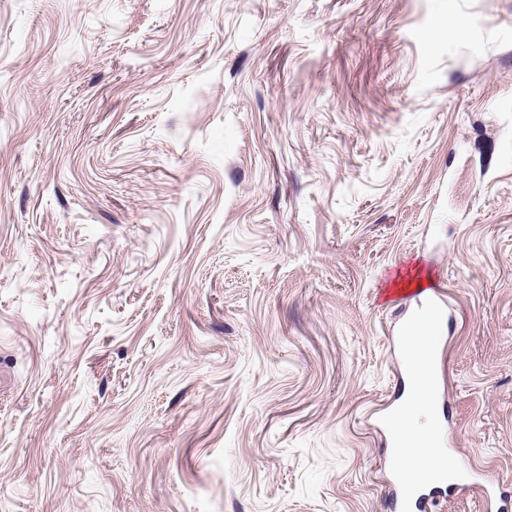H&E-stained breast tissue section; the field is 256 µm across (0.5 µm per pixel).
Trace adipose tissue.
<instances>
[{
  "label": "adipose tissue",
  "mask_w": 512,
  "mask_h": 512,
  "mask_svg": "<svg viewBox=\"0 0 512 512\" xmlns=\"http://www.w3.org/2000/svg\"><path fill=\"white\" fill-rule=\"evenodd\" d=\"M438 321V316L428 310L407 326L405 357L413 382L399 416L392 424L399 436V445L394 450V468L408 472L415 469L419 460L426 459L433 468L432 480L460 481L465 473L455 467L449 453L440 447L435 436V413L429 405L432 386L426 379L430 370L426 341Z\"/></svg>",
  "instance_id": "adipose-tissue-1"
}]
</instances>
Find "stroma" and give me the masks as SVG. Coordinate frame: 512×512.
Returning <instances> with one entry per match:
<instances>
[{"label":"stroma","mask_w":512,"mask_h":512,"mask_svg":"<svg viewBox=\"0 0 512 512\" xmlns=\"http://www.w3.org/2000/svg\"><path fill=\"white\" fill-rule=\"evenodd\" d=\"M437 297L512 493V0H0V512H397ZM413 269L415 270L414 273H411L410 271L405 275L399 273L392 281L390 288L395 292L421 291L433 284L430 272H425L423 267H420L419 265H416ZM431 309L444 315L445 305L441 299L431 302ZM431 310H426L415 322L407 324L406 338L408 341L405 354L406 363L412 371V389L406 396L399 417L391 424V428L399 436L398 448L394 450V471L408 472L415 469L421 459L430 460L432 474H422L429 481L448 478L460 481L466 473L455 467L445 448L439 446L435 437V413L428 405L432 386L424 377L430 371V361L426 351L428 336L439 321Z\"/></svg>","instance_id":"35a3bbf8"}]
</instances>
